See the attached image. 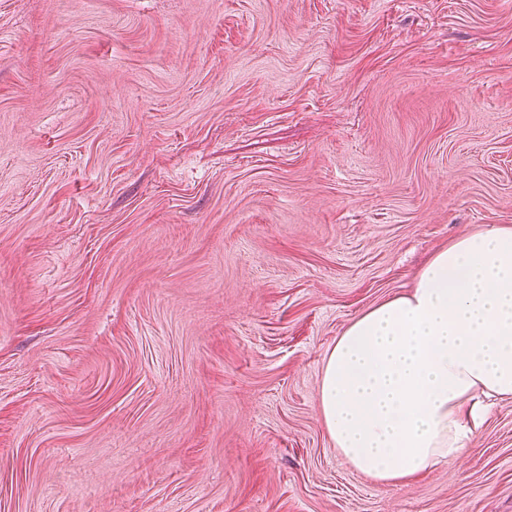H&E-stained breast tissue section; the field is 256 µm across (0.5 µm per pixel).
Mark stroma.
<instances>
[{
    "label": "stroma",
    "instance_id": "1",
    "mask_svg": "<svg viewBox=\"0 0 512 512\" xmlns=\"http://www.w3.org/2000/svg\"><path fill=\"white\" fill-rule=\"evenodd\" d=\"M512 225V0H0V512H512V398L384 487L318 387Z\"/></svg>",
    "mask_w": 512,
    "mask_h": 512
}]
</instances>
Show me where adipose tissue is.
<instances>
[{
  "label": "adipose tissue",
  "instance_id": "ef3b65f1",
  "mask_svg": "<svg viewBox=\"0 0 512 512\" xmlns=\"http://www.w3.org/2000/svg\"><path fill=\"white\" fill-rule=\"evenodd\" d=\"M512 398V226L466 232L434 253L407 293L364 310L328 352L323 426L385 486L460 453L487 399Z\"/></svg>",
  "mask_w": 512,
  "mask_h": 512
}]
</instances>
